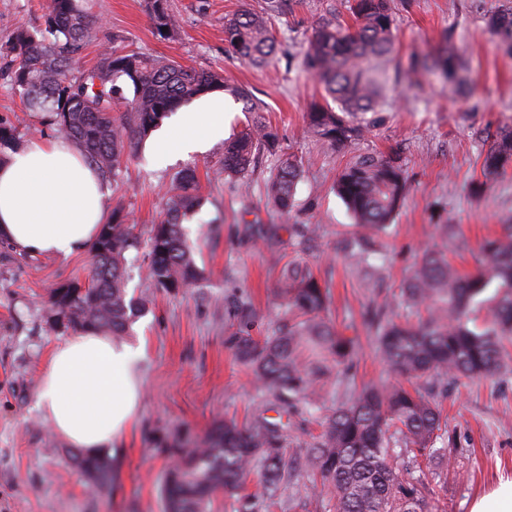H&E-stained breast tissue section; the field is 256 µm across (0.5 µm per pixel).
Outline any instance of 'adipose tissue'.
<instances>
[{
  "mask_svg": "<svg viewBox=\"0 0 512 512\" xmlns=\"http://www.w3.org/2000/svg\"><path fill=\"white\" fill-rule=\"evenodd\" d=\"M224 129V99L198 100L196 111L161 134L154 159L204 150ZM0 165V241L32 256L67 258L90 249L104 220L102 176L68 143L34 139ZM142 347L95 331L55 346L40 372L36 407L69 447L94 455L113 446L133 418L143 380Z\"/></svg>",
  "mask_w": 512,
  "mask_h": 512,
  "instance_id": "adipose-tissue-1",
  "label": "adipose tissue"
}]
</instances>
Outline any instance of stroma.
Wrapping results in <instances>:
<instances>
[{"mask_svg":"<svg viewBox=\"0 0 512 512\" xmlns=\"http://www.w3.org/2000/svg\"><path fill=\"white\" fill-rule=\"evenodd\" d=\"M41 3L0 0V49L18 27L41 29ZM340 4L290 0L285 13L269 21L281 54L255 66L224 55V18L240 8L241 0H170L180 22L172 39L155 33L147 0H87L92 37L78 69L95 65L102 48L118 44L188 68L221 72L262 103L281 150L261 154L254 172L243 178L225 177L224 141L252 120L232 100L224 112L223 137L212 140L204 153L158 168L149 165L145 142L119 182L110 184L107 211L128 214L140 241L130 253L128 291H149L150 301L128 337L145 349L140 364L145 395L110 450L119 473L108 490L90 487L70 466L67 444L35 408L38 374L62 340L45 324L44 301L53 288L86 281L92 255L31 258L0 243V512H163L160 482L169 460L158 451L161 442L202 435L224 418L247 424L260 413L278 415L279 403L258 393L251 368L236 359L231 342L246 334L263 339L287 323L276 294L284 265L298 261L312 268L330 288L326 318L359 341L361 353L344 387L383 382L387 374L364 321L366 310L385 305L395 320L416 322L415 311L398 296L422 252L443 250L460 273L474 272L481 241L512 216V166L483 196L471 193L483 179L479 157L487 132L512 131V53L484 22L499 0H410L397 6L400 55L433 50L444 32L454 31L471 91L461 94L433 78L399 85L375 113L377 127L337 147L308 129L306 112L322 88L300 58L315 21ZM0 120L16 126L25 141L57 136L26 110L1 57ZM392 151L407 169L408 189L390 233L378 242L385 261L366 280L339 249L353 224L333 185L353 157ZM288 155L301 159L302 177L286 222L268 203L265 183ZM188 168L196 170L203 195L202 206L183 224L200 278L174 295L148 288L146 243L164 213V188ZM302 224L318 225L312 241L301 242L297 228ZM448 224L453 234H446ZM244 301L252 308L247 316L240 310ZM430 393L455 447L442 473L422 467L434 490L431 504L436 512H470L474 498L500 476L512 475V358L494 378L437 383ZM245 492L254 496L255 512H325L324 495L301 468L275 500L262 496L252 481Z\"/></svg>","mask_w":512,"mask_h":512,"instance_id":"35a3bbf8","label":"stroma"}]
</instances>
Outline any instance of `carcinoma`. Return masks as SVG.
Instances as JSON below:
<instances>
[{
  "label": "carcinoma",
  "mask_w": 512,
  "mask_h": 512,
  "mask_svg": "<svg viewBox=\"0 0 512 512\" xmlns=\"http://www.w3.org/2000/svg\"><path fill=\"white\" fill-rule=\"evenodd\" d=\"M286 2L265 0L262 12L244 3L224 18V54L252 64L274 58L279 43L268 16L282 11ZM147 4L157 35L174 37L179 21L169 0ZM344 8L346 20L334 10L319 19L304 53L305 68L323 89L322 100L307 113L314 135L338 145L361 138L371 123L352 117L381 111L385 90L393 84H415L436 73L464 86L465 63L454 50L453 33L437 53L412 52L403 58L397 50L393 0H344ZM42 18L39 32L20 27L14 33L6 49L10 81L23 90L28 111L56 127L114 181L163 119L194 98L222 90L243 103V111H262L248 90L218 72L187 69L116 45L103 49L96 65L74 76L72 62L90 38V14L81 0H46ZM486 22L499 43L512 48V6L489 14ZM124 84L132 97L125 96ZM486 141L481 192L512 161L511 132L489 134ZM16 143V127L0 122V162L3 149ZM277 147V131L257 117L224 142V176H245L260 153ZM301 173V163L289 156L265 183L269 203L282 216L293 212ZM333 190L357 226L347 242L348 257L368 269L378 254L377 239L388 232L405 198L404 165L397 155H360L340 171ZM201 202L193 169L167 189L164 217L153 226L148 243L150 287L176 294L198 280L183 220ZM134 247L127 215L112 213L93 246L87 286L67 283L45 300L48 328L61 334L98 330L115 338L127 335L146 303V297H130L126 289V253ZM478 251L480 267L469 275L459 273L442 251L423 253L401 288L402 304L419 312L417 322H396L383 307L367 310L366 322L377 325L382 362L399 382L366 384L330 408L322 391L354 365L360 344L324 317L329 292L308 266L290 262L282 271L278 296L292 318L288 328L273 330L261 342L248 336L236 340V358L252 367L263 391L323 414V430L308 451L305 469L320 480L329 512H431L427 487L415 475L419 459L444 461L452 449L442 411L420 383L493 378L512 343V223L500 225V232ZM285 440L281 424L261 418L249 425L217 421L201 437L162 445L159 452L174 459L161 484L164 512H210L220 491L237 502V512H254L253 496L241 490L256 473L264 495L276 496L288 468ZM67 456L95 485L112 488L115 465L107 452L90 456L71 448Z\"/></svg>",
  "instance_id": "carcinoma-1"
}]
</instances>
